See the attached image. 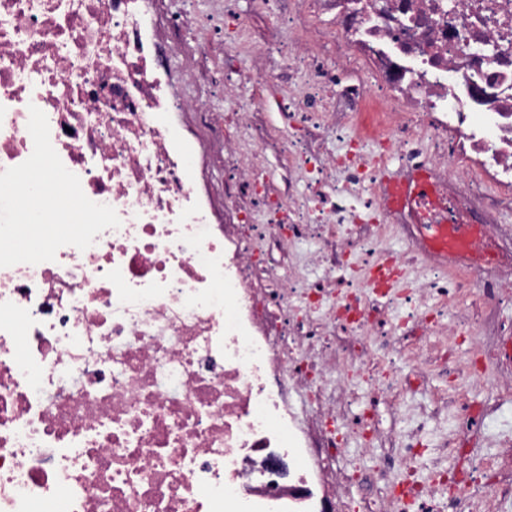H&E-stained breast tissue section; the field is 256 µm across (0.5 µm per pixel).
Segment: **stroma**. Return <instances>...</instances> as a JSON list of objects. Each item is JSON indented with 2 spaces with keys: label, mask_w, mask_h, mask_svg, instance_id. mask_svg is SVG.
I'll return each mask as SVG.
<instances>
[{
  "label": "stroma",
  "mask_w": 512,
  "mask_h": 512,
  "mask_svg": "<svg viewBox=\"0 0 512 512\" xmlns=\"http://www.w3.org/2000/svg\"><path fill=\"white\" fill-rule=\"evenodd\" d=\"M235 9L245 21V39L261 49L287 37L304 23L303 18L294 14V0H271L269 12L263 15L256 14L252 0H235ZM160 14L179 21L172 36L181 42L183 53L169 63L172 79H179L184 65H195V90L210 100L213 111L233 108V101L225 100L223 94L228 83L235 85L237 93L244 97L265 95V88L257 83L249 64L236 58L224 43V0H160ZM431 343L434 354L424 363L422 378L412 381L406 390L390 395L380 406L375 417L379 442L368 449H350V457L359 459L362 466L353 492L358 496L388 494V485L369 481L376 461L384 456H404L405 451L398 448L397 442L413 423L421 422L425 434L417 450L415 480L436 482V493L444 499L452 474H465V483L482 499L484 512H497L491 491L484 482L474 481L470 472L481 462L496 469L512 467V458L503 456L498 446L500 438L512 432V387L502 384L495 393H475L469 383L456 377L452 363L440 361L447 340L435 337ZM477 400L491 409L484 429L467 447L454 448L446 436L448 413L456 403Z\"/></svg>",
  "instance_id": "1"
}]
</instances>
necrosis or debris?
<instances>
[{
    "instance_id": "necrosis-or-debris-1",
    "label": "necrosis or debris",
    "mask_w": 512,
    "mask_h": 512,
    "mask_svg": "<svg viewBox=\"0 0 512 512\" xmlns=\"http://www.w3.org/2000/svg\"><path fill=\"white\" fill-rule=\"evenodd\" d=\"M295 4L313 24L280 64L303 83L257 69L272 99L228 84L220 114L170 85L182 48L157 39L151 0H0V512H478L430 483L354 497L359 468L338 461L421 372L372 370L396 333L380 299L413 306L420 345L448 337L473 384L459 341L512 355V266L439 270L419 231L435 216L380 193L391 161L425 170L473 251L512 253V0ZM325 126L334 141L307 143ZM271 147L303 196L270 192ZM60 202L82 224L47 225ZM21 219L37 252L15 248ZM310 240L322 276L279 272ZM467 291L473 321L430 316ZM329 374L345 396L365 382L361 413L326 404Z\"/></svg>"
}]
</instances>
